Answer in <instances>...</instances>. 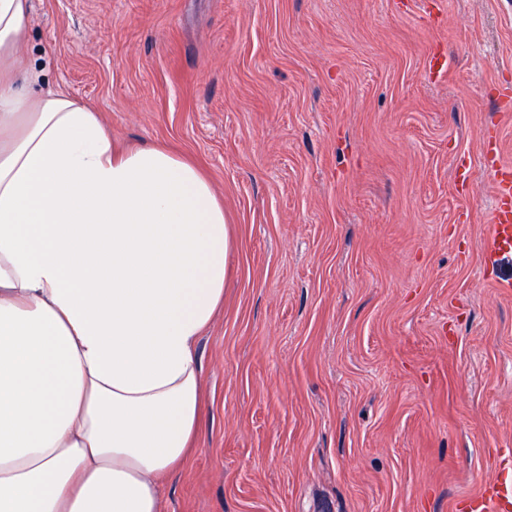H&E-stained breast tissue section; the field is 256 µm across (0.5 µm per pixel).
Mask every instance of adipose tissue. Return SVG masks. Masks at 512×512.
<instances>
[{
	"label": "adipose tissue",
	"mask_w": 512,
	"mask_h": 512,
	"mask_svg": "<svg viewBox=\"0 0 512 512\" xmlns=\"http://www.w3.org/2000/svg\"><path fill=\"white\" fill-rule=\"evenodd\" d=\"M30 9L0 0V512H161L232 230L197 166L41 90Z\"/></svg>",
	"instance_id": "ef3b65f1"
}]
</instances>
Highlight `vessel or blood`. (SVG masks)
<instances>
[{"label":"vessel or blood","instance_id":"vessel-or-blood-1","mask_svg":"<svg viewBox=\"0 0 512 512\" xmlns=\"http://www.w3.org/2000/svg\"><path fill=\"white\" fill-rule=\"evenodd\" d=\"M495 188V205L487 224V246L490 257L512 252V164L500 156L485 157ZM467 512H512V456H505L495 482L484 485L470 498Z\"/></svg>","mask_w":512,"mask_h":512}]
</instances>
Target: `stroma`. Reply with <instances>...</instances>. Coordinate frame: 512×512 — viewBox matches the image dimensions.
<instances>
[{"label":"stroma","instance_id":"35a3bbf8","mask_svg":"<svg viewBox=\"0 0 512 512\" xmlns=\"http://www.w3.org/2000/svg\"><path fill=\"white\" fill-rule=\"evenodd\" d=\"M23 51L232 226L163 512H455L496 477L512 256L482 148L512 163V0H32Z\"/></svg>","mask_w":512,"mask_h":512}]
</instances>
